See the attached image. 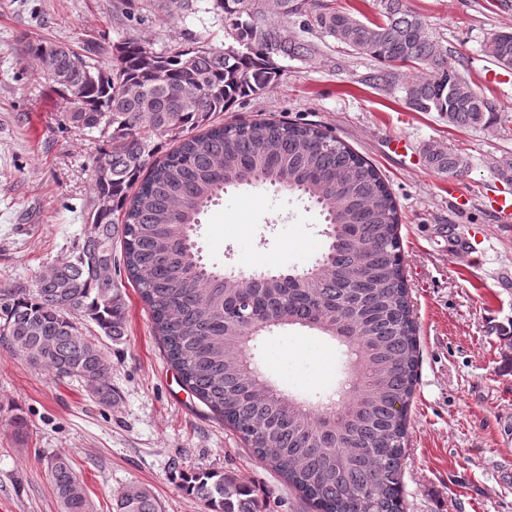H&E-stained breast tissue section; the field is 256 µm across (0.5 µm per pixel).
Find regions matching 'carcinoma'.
I'll return each instance as SVG.
<instances>
[{"label":"carcinoma","mask_w":512,"mask_h":512,"mask_svg":"<svg viewBox=\"0 0 512 512\" xmlns=\"http://www.w3.org/2000/svg\"><path fill=\"white\" fill-rule=\"evenodd\" d=\"M265 0H168L166 7L214 12L232 43L223 49L193 37L156 51L138 38L112 45L58 47L56 81L67 111L61 122L95 135V195L89 231L71 257L43 275L34 292L0 286V339L28 363L81 380L112 404L111 366L85 338L89 319L105 336L125 333V303L98 262H112L121 238L123 263L150 309L156 335L183 385L284 474L317 512H404L401 462L407 412L417 378V327L402 264L399 216L375 168L325 126L273 119L216 124L239 98L277 83L276 59L307 58L320 46L268 20ZM381 22L365 23L319 0H275L282 19L304 18L357 54L389 67L410 60L427 72L405 86L417 112H437L460 127H487L492 108L427 33L406 0H379ZM113 54L104 68L101 59ZM485 52L512 62V31L494 34ZM93 81L84 82L85 73ZM177 146L153 159V137ZM429 166L463 172L464 157L430 148ZM271 186L307 197L331 225L335 244L291 280L231 276L207 269L193 234L224 189ZM448 247L463 249L457 224H440ZM299 326L345 346L349 380L336 412L271 391L248 365L250 343L276 328ZM63 512H88L83 482L70 461L47 460ZM181 486L210 512H259L251 489L209 469L181 472ZM115 512H159L155 495L134 486Z\"/></svg>","instance_id":"1"}]
</instances>
